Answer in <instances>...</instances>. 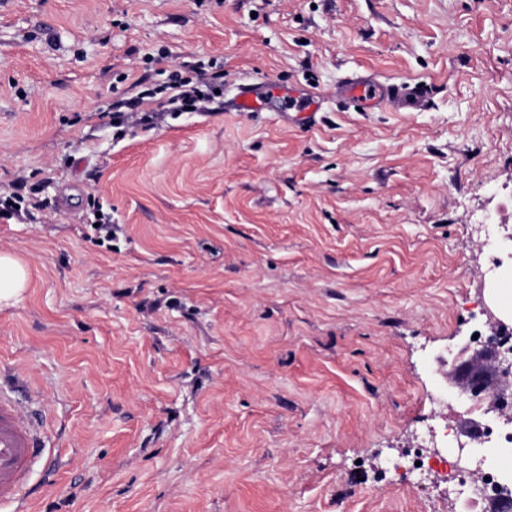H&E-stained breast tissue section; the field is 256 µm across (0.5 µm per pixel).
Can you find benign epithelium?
Returning <instances> with one entry per match:
<instances>
[{"label":"benign epithelium","mask_w":512,"mask_h":512,"mask_svg":"<svg viewBox=\"0 0 512 512\" xmlns=\"http://www.w3.org/2000/svg\"><path fill=\"white\" fill-rule=\"evenodd\" d=\"M448 381L469 392L488 395L483 414L512 425V356L495 344L481 348L465 346L460 356L448 363Z\"/></svg>","instance_id":"obj_1"}]
</instances>
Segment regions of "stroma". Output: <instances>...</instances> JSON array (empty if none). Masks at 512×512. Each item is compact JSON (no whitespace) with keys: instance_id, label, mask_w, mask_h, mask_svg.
Here are the masks:
<instances>
[{"instance_id":"35a3bbf8","label":"stroma","mask_w":512,"mask_h":512,"mask_svg":"<svg viewBox=\"0 0 512 512\" xmlns=\"http://www.w3.org/2000/svg\"><path fill=\"white\" fill-rule=\"evenodd\" d=\"M201 63L214 111L116 136L112 102ZM352 74L427 104L338 110ZM282 88L321 122L282 120ZM21 175L0 372L45 436L0 512H458L381 471L454 419L443 357L512 310L482 232L512 235V0H0V193ZM264 87L258 84L245 85L240 88L235 101L237 112H255L263 107ZM29 267L9 252H0V308L15 305L26 291Z\"/></svg>"}]
</instances>
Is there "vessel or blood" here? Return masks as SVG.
<instances>
[{"label":"vessel or blood","mask_w":512,"mask_h":512,"mask_svg":"<svg viewBox=\"0 0 512 512\" xmlns=\"http://www.w3.org/2000/svg\"><path fill=\"white\" fill-rule=\"evenodd\" d=\"M335 97L359 104L367 111H412L424 105L420 86L388 83L372 75L343 79L336 87ZM264 100L262 86L246 85L236 96L235 108L255 112L262 108ZM42 430V421L21 409L13 387L0 384V503L20 499L30 467L40 451Z\"/></svg>","instance_id":"obj_1"}]
</instances>
